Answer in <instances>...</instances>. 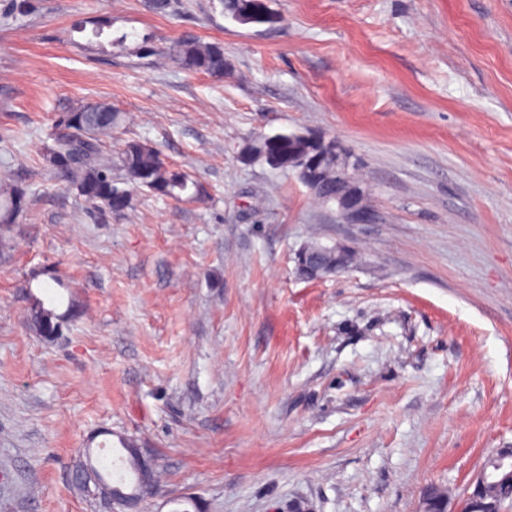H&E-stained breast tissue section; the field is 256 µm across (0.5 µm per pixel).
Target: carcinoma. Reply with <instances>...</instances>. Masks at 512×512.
<instances>
[{
  "mask_svg": "<svg viewBox=\"0 0 512 512\" xmlns=\"http://www.w3.org/2000/svg\"><path fill=\"white\" fill-rule=\"evenodd\" d=\"M224 15L242 23L271 20L263 0H222ZM170 58L183 67L214 76L228 69L224 48L194 36L182 37ZM122 122L121 113L106 102L80 105L62 113L57 126L63 132L42 147V155L58 177L73 187L85 201L104 213L121 212L131 206L133 192L148 190L153 195L181 198L188 189L187 175L171 170L150 146L139 141L127 142L120 152L122 180L112 176V157L103 151V140ZM242 153L253 163H271L282 154L322 155V142L313 134L280 133L258 136L245 144ZM303 183L320 199L336 196L335 164L321 159L308 170ZM27 206V195L17 185L0 186V243H6L18 216L19 206Z\"/></svg>",
  "mask_w": 512,
  "mask_h": 512,
  "instance_id": "obj_1",
  "label": "carcinoma"
}]
</instances>
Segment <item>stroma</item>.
<instances>
[{"instance_id": "35a3bbf8", "label": "stroma", "mask_w": 512, "mask_h": 512, "mask_svg": "<svg viewBox=\"0 0 512 512\" xmlns=\"http://www.w3.org/2000/svg\"><path fill=\"white\" fill-rule=\"evenodd\" d=\"M0 0V184L28 204L0 250V512H110L72 473L120 439L152 456L144 512H417L512 448V0ZM101 28V38L89 31ZM194 35L224 77L168 61ZM104 101L196 182L101 216L41 148ZM338 138L373 224L256 135ZM316 243L358 253L309 280ZM73 310L55 341L32 298ZM224 15L242 23H264L271 20L263 0H222ZM368 192L365 189L348 191L340 198H336L337 210L347 224H373L376 223L375 209L366 203Z\"/></svg>"}]
</instances>
